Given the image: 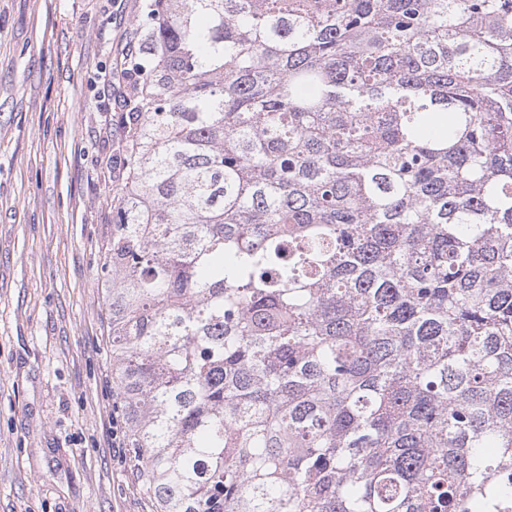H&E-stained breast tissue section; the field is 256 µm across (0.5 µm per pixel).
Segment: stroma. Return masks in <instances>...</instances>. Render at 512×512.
<instances>
[{
    "label": "stroma",
    "instance_id": "stroma-1",
    "mask_svg": "<svg viewBox=\"0 0 512 512\" xmlns=\"http://www.w3.org/2000/svg\"><path fill=\"white\" fill-rule=\"evenodd\" d=\"M144 0H0V512H156L112 445L101 267Z\"/></svg>",
    "mask_w": 512,
    "mask_h": 512
}]
</instances>
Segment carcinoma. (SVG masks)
I'll return each mask as SVG.
<instances>
[{
	"label": "carcinoma",
	"instance_id": "carcinoma-1",
	"mask_svg": "<svg viewBox=\"0 0 512 512\" xmlns=\"http://www.w3.org/2000/svg\"><path fill=\"white\" fill-rule=\"evenodd\" d=\"M104 301L156 512H512V0H146Z\"/></svg>",
	"mask_w": 512,
	"mask_h": 512
}]
</instances>
